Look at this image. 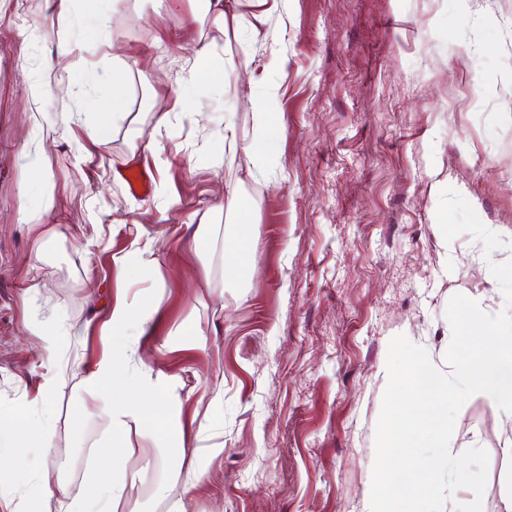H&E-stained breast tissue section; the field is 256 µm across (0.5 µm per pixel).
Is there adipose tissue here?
I'll return each instance as SVG.
<instances>
[{
    "label": "adipose tissue",
    "mask_w": 512,
    "mask_h": 512,
    "mask_svg": "<svg viewBox=\"0 0 512 512\" xmlns=\"http://www.w3.org/2000/svg\"><path fill=\"white\" fill-rule=\"evenodd\" d=\"M142 324L140 307L119 301L100 329L106 350L100 361L87 371L84 383L110 419L112 449L98 456L95 473L88 479L83 498L68 499L65 491H53L47 481L21 500L0 486V512H112L113 503L121 498L125 487L115 472L129 423L165 434L172 449L183 447L184 426L169 420L181 404L175 381L133 365L136 350L128 331ZM54 441L55 431L51 426L36 427L15 416L0 417V473L25 479L32 468L33 449L53 447Z\"/></svg>",
    "instance_id": "adipose-tissue-1"
}]
</instances>
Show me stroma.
I'll use <instances>...</instances> for the list:
<instances>
[{
	"mask_svg": "<svg viewBox=\"0 0 512 512\" xmlns=\"http://www.w3.org/2000/svg\"><path fill=\"white\" fill-rule=\"evenodd\" d=\"M236 12L225 26L204 0H103L93 15L85 0L62 12L0 0V413L53 426L32 467L77 497L110 437L83 378L122 292L144 306L137 353L176 381L189 437L166 454L162 435L130 428L114 512L175 500L185 512H367L390 340L405 335L444 371L449 298L507 307L489 265L512 260V0H239ZM205 43L233 58L227 82H188ZM45 81L54 94L36 95ZM117 82L126 106L100 143L92 129ZM270 99L265 133L256 109ZM229 112L240 142L265 140L273 163L225 149ZM133 167L147 168L149 195L120 178ZM446 187L503 247L446 243ZM235 221L251 251L237 271L225 256ZM203 224L199 256L187 243ZM191 324L204 337L185 335ZM476 445L489 454L483 512H512V415L479 395L449 449Z\"/></svg>",
	"mask_w": 512,
	"mask_h": 512,
	"instance_id": "obj_1",
	"label": "stroma"
}]
</instances>
